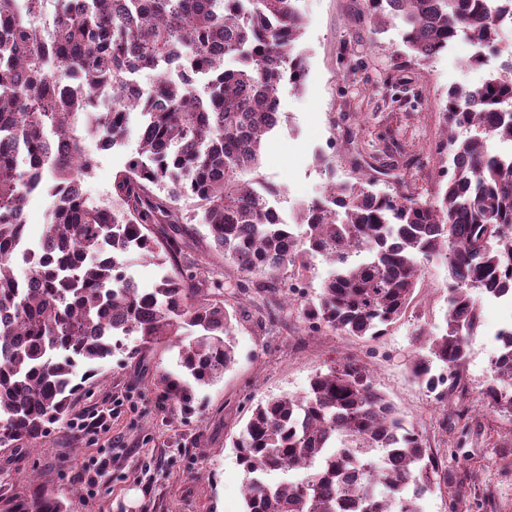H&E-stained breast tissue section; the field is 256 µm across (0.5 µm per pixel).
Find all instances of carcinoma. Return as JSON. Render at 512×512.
I'll use <instances>...</instances> for the list:
<instances>
[{
  "mask_svg": "<svg viewBox=\"0 0 512 512\" xmlns=\"http://www.w3.org/2000/svg\"><path fill=\"white\" fill-rule=\"evenodd\" d=\"M379 27L430 60L456 40L495 48L488 0H364ZM0 0V446L17 448L63 424L82 389L77 368L112 357L123 338L147 349L180 346L184 378L162 381L181 406L191 384L206 385L235 360L237 311L207 287L168 224H201L207 246L251 279L256 294H276L306 276L316 258L332 266L317 301L301 306L314 331L375 339L404 314L421 263L448 264L447 328L419 335L428 350L411 375L428 391L461 381L467 340L480 324L473 291L512 290V56L474 87L448 90L443 144L453 172L433 199L332 184L301 209L295 224L272 220L282 187L258 176L264 137L280 123L283 82L301 91L304 20L294 0ZM50 32L44 41L34 23ZM55 59L58 65L50 66ZM143 69L157 74L141 92L136 155L116 171L112 214L83 199L95 165L83 152L84 128L99 91L115 108L94 114L103 148L130 131L127 92ZM52 216L38 252L21 257L24 210L41 185ZM137 255L166 272L144 290L126 274ZM28 280L14 274L18 259ZM485 405L512 413V325L501 332ZM244 466V512H423L425 497L448 484L420 430L351 358L319 372L299 395L258 402L233 440ZM303 470L288 480L284 471ZM391 485L379 503L368 486ZM12 512H66L42 491Z\"/></svg>",
  "mask_w": 512,
  "mask_h": 512,
  "instance_id": "carcinoma-1",
  "label": "carcinoma"
}]
</instances>
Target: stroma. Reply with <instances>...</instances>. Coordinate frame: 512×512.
<instances>
[{
    "mask_svg": "<svg viewBox=\"0 0 512 512\" xmlns=\"http://www.w3.org/2000/svg\"><path fill=\"white\" fill-rule=\"evenodd\" d=\"M305 23L300 42L309 68L304 90L282 84L280 125L268 134L260 172L284 188V216L324 195L334 182L371 178L381 191L437 195L448 156L437 153L441 110L449 88L477 86L512 51V32L499 36L497 52L471 66L465 40L428 61L404 53L398 28L378 30L362 0H296ZM138 139L95 148L96 166L84 183L92 197L112 193V177L136 154ZM327 154L332 170L317 162ZM202 225H183L184 252L213 271L226 302L237 310L235 362L212 384L194 390L192 410L164 395L162 375L181 376L178 346L144 350L138 337L124 341L86 381L72 414L102 410L109 431L76 434L54 428L22 448L0 447V512H10L33 486L62 499L68 512H244L246 473L232 440L252 405L303 393L317 372L334 360L356 359L377 388L418 426L426 445L448 473V484L428 495L424 512H512V417L480 401L499 351L496 335L506 321L501 302L476 293L481 322L469 339L461 370L463 402L457 416L447 401L415 383L408 370L417 333L446 328L450 277L444 259L421 267L405 313L384 336L370 341L312 332L282 295H256L249 280L206 246ZM135 357H128V350ZM109 460L95 485L81 475Z\"/></svg>",
    "mask_w": 512,
    "mask_h": 512,
    "instance_id": "35a3bbf8",
    "label": "stroma"
}]
</instances>
